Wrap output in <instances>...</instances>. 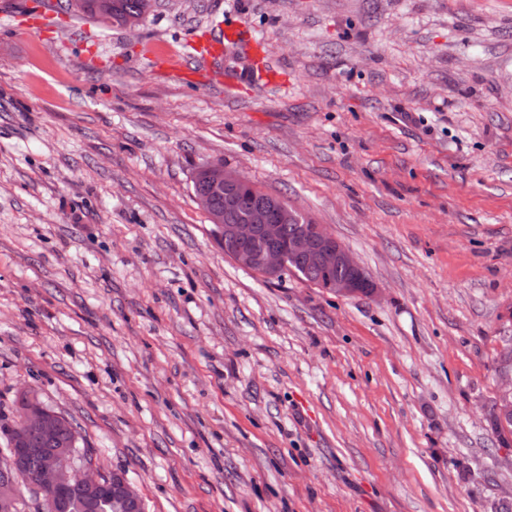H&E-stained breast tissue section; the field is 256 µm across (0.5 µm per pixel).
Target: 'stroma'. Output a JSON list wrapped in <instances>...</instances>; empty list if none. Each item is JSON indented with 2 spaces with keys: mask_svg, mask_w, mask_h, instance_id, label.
I'll return each instance as SVG.
<instances>
[{
  "mask_svg": "<svg viewBox=\"0 0 512 512\" xmlns=\"http://www.w3.org/2000/svg\"><path fill=\"white\" fill-rule=\"evenodd\" d=\"M0 0V418L70 420L145 512H492L512 314V0H153L134 30ZM287 86L158 67L224 18ZM210 162L379 288L225 256ZM504 336H501V339ZM497 403L496 415L506 423L512 418V342L505 337L496 351ZM23 406L19 412L20 424L44 437L53 436L59 429L68 426V419L50 409L33 391H22Z\"/></svg>",
  "mask_w": 512,
  "mask_h": 512,
  "instance_id": "1",
  "label": "stroma"
}]
</instances>
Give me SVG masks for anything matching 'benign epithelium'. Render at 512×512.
Segmentation results:
<instances>
[{"mask_svg": "<svg viewBox=\"0 0 512 512\" xmlns=\"http://www.w3.org/2000/svg\"><path fill=\"white\" fill-rule=\"evenodd\" d=\"M209 192L197 197L200 207L207 212L217 228L224 255L238 265L261 274L266 279L276 278L287 265V258L304 267L323 269L344 268L347 274L316 286L339 296H354L363 292L375 296L377 285L366 275L352 254L321 224L310 231L298 232L288 240V251L278 247L283 235V224L291 216L288 205L279 197L266 192L254 197L243 219L235 224L224 223V212L214 206V198L224 196V205L231 207L236 194L251 182L237 172L211 162L204 167ZM497 403L496 415L501 422L512 418V342L500 341L496 351ZM23 406L19 412L20 424L44 437L53 436L68 426V419L50 409L33 391H23ZM17 427L10 423L0 429L3 437H12L16 444L8 463L16 475H21L22 461L37 449L29 447L16 436ZM32 484L39 495L40 512H57L56 496L83 494L93 497L103 491L112 492V499L127 507L140 502V495L125 474L101 473L97 467L77 455L72 448H55L44 454L40 473Z\"/></svg>", "mask_w": 512, "mask_h": 512, "instance_id": "obj_1", "label": "benign epithelium"}]
</instances>
